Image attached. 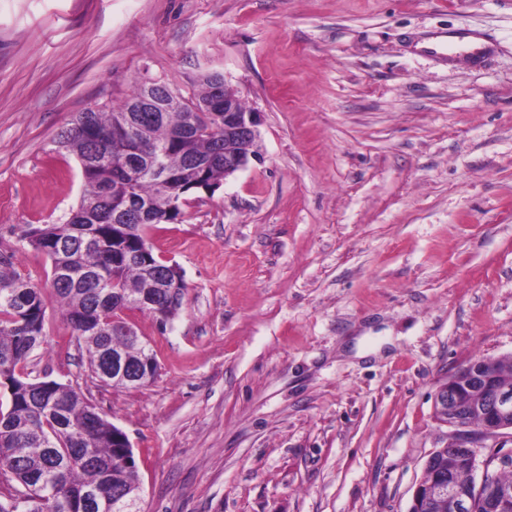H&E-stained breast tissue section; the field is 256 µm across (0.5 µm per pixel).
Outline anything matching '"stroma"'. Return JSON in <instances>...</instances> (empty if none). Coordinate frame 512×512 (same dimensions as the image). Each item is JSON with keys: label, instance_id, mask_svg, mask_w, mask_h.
Wrapping results in <instances>:
<instances>
[{"label": "stroma", "instance_id": "35a3bbf8", "mask_svg": "<svg viewBox=\"0 0 512 512\" xmlns=\"http://www.w3.org/2000/svg\"><path fill=\"white\" fill-rule=\"evenodd\" d=\"M465 34L492 48L431 40ZM224 73L263 160L148 232L179 266L147 386L92 378L55 309L34 373L128 435L141 512H408L448 440L434 393L512 354V0H0V250L82 179L58 135L136 81Z\"/></svg>", "mask_w": 512, "mask_h": 512}]
</instances>
